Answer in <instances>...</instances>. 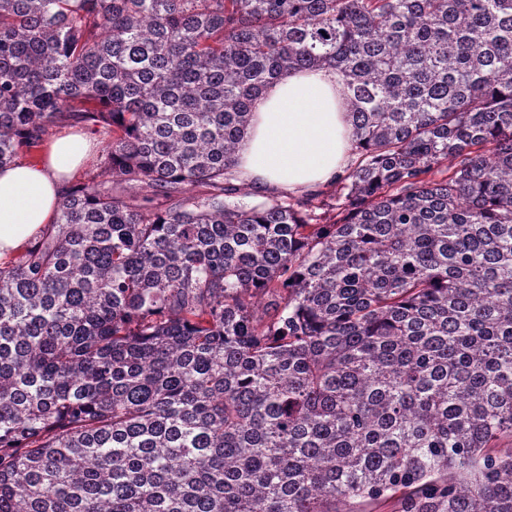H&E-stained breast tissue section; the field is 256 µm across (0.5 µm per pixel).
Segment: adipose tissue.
<instances>
[{
  "label": "adipose tissue",
  "instance_id": "1",
  "mask_svg": "<svg viewBox=\"0 0 512 512\" xmlns=\"http://www.w3.org/2000/svg\"><path fill=\"white\" fill-rule=\"evenodd\" d=\"M351 142L335 71H293L255 99L236 168L261 192H315L346 170ZM88 148L87 135L65 132L45 142L36 160L0 168V261L23 251L53 223Z\"/></svg>",
  "mask_w": 512,
  "mask_h": 512
}]
</instances>
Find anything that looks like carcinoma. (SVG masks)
<instances>
[{"instance_id": "obj_1", "label": "carcinoma", "mask_w": 512, "mask_h": 512, "mask_svg": "<svg viewBox=\"0 0 512 512\" xmlns=\"http://www.w3.org/2000/svg\"><path fill=\"white\" fill-rule=\"evenodd\" d=\"M295 69L357 157L244 203ZM71 120L142 193L0 267V512H512V0H0V166Z\"/></svg>"}]
</instances>
